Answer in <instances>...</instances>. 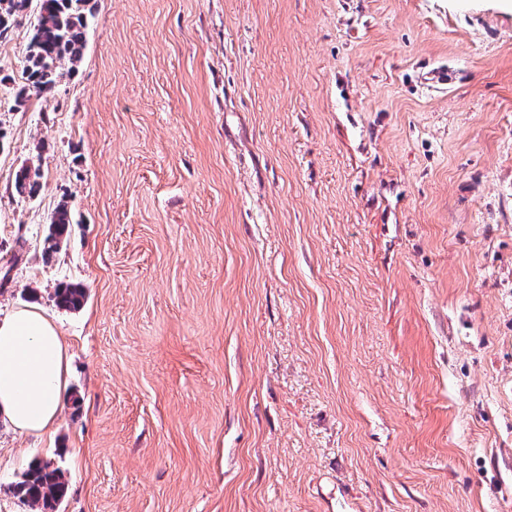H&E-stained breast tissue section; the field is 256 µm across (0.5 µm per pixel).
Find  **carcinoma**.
Returning a JSON list of instances; mask_svg holds the SVG:
<instances>
[{"mask_svg":"<svg viewBox=\"0 0 512 512\" xmlns=\"http://www.w3.org/2000/svg\"><path fill=\"white\" fill-rule=\"evenodd\" d=\"M40 11L22 63V84L14 96L20 106L31 93L41 94L54 89L77 68L85 46L88 15L92 0H39ZM28 0H0V36L14 24L26 8ZM39 173L29 166L21 168L15 178L16 192L34 196L39 189ZM70 224L67 206L55 211L44 240L46 255L55 253L68 233ZM86 298L85 289L74 284H62L55 289L56 305L65 310L80 308ZM68 484L63 472L49 462L36 461L23 473L14 492L20 501L35 512H56L66 496Z\"/></svg>","mask_w":512,"mask_h":512,"instance_id":"1","label":"carcinoma"}]
</instances>
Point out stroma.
I'll return each mask as SVG.
<instances>
[{"instance_id":"35a3bbf8","label":"stroma","mask_w":512,"mask_h":512,"mask_svg":"<svg viewBox=\"0 0 512 512\" xmlns=\"http://www.w3.org/2000/svg\"><path fill=\"white\" fill-rule=\"evenodd\" d=\"M38 16L0 39V320L71 365L53 435L0 417V512L37 460L57 512H512V0H95L17 107ZM39 173L31 166L22 167L16 174L15 189L20 196H34L39 189ZM69 224L67 206L62 204L55 211L49 225V232L44 240V252L46 255L50 256L59 249L64 236L68 233ZM55 302L59 308L75 310L80 308L86 298L84 288L74 284H62L55 290Z\"/></svg>"}]
</instances>
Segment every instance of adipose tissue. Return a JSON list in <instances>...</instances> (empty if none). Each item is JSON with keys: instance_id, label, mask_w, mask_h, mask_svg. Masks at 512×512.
<instances>
[{"instance_id": "obj_1", "label": "adipose tissue", "mask_w": 512, "mask_h": 512, "mask_svg": "<svg viewBox=\"0 0 512 512\" xmlns=\"http://www.w3.org/2000/svg\"><path fill=\"white\" fill-rule=\"evenodd\" d=\"M63 337L39 307L0 321V415L22 434H53L66 390Z\"/></svg>"}]
</instances>
